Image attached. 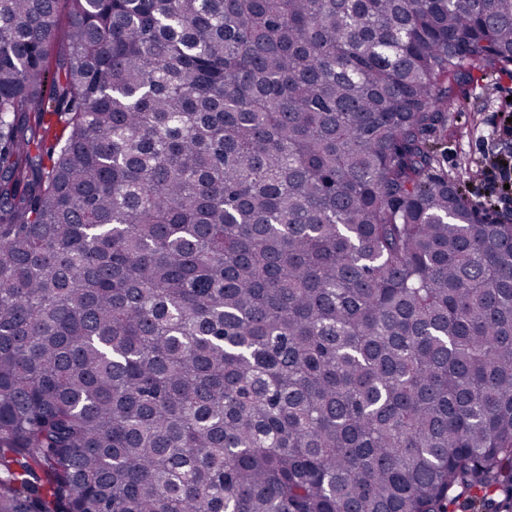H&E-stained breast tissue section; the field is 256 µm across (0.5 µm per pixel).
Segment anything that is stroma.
<instances>
[{
	"label": "stroma",
	"mask_w": 512,
	"mask_h": 512,
	"mask_svg": "<svg viewBox=\"0 0 512 512\" xmlns=\"http://www.w3.org/2000/svg\"><path fill=\"white\" fill-rule=\"evenodd\" d=\"M452 100L448 107L447 159L452 181H467L466 194L479 201L478 175L488 158L512 156V141L496 131L512 116V71L465 65L449 77Z\"/></svg>",
	"instance_id": "35a3bbf8"
}]
</instances>
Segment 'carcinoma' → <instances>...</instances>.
<instances>
[{"label": "carcinoma", "instance_id": "obj_1", "mask_svg": "<svg viewBox=\"0 0 512 512\" xmlns=\"http://www.w3.org/2000/svg\"><path fill=\"white\" fill-rule=\"evenodd\" d=\"M466 61L512 0H0V512L511 508Z\"/></svg>", "mask_w": 512, "mask_h": 512}]
</instances>
